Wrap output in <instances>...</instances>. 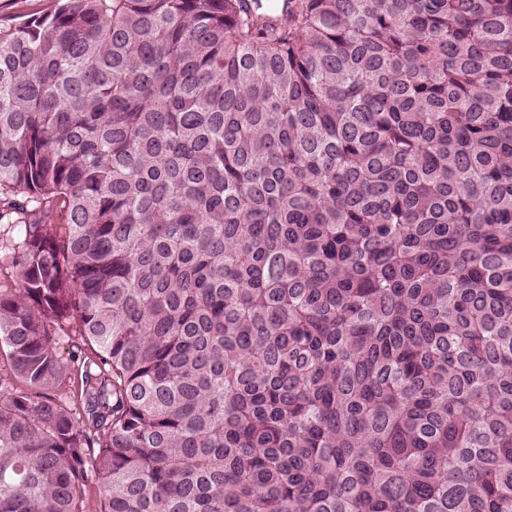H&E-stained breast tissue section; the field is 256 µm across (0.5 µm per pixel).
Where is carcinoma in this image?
<instances>
[{"label":"carcinoma","mask_w":512,"mask_h":512,"mask_svg":"<svg viewBox=\"0 0 512 512\" xmlns=\"http://www.w3.org/2000/svg\"><path fill=\"white\" fill-rule=\"evenodd\" d=\"M56 2L0 30V512H512V0Z\"/></svg>","instance_id":"obj_1"}]
</instances>
